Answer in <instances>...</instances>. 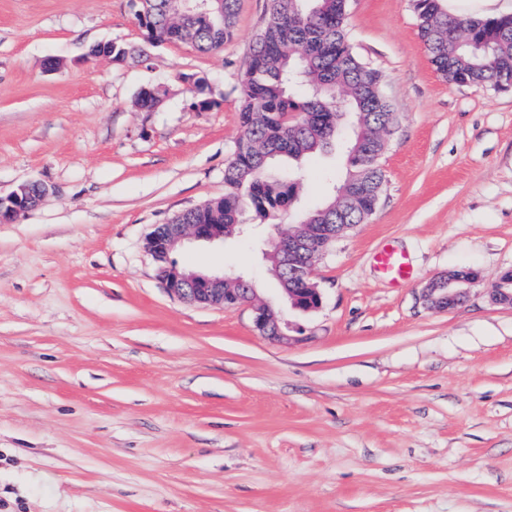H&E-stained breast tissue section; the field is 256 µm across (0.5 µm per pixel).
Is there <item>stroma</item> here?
Masks as SVG:
<instances>
[{
	"instance_id": "stroma-1",
	"label": "stroma",
	"mask_w": 512,
	"mask_h": 512,
	"mask_svg": "<svg viewBox=\"0 0 512 512\" xmlns=\"http://www.w3.org/2000/svg\"><path fill=\"white\" fill-rule=\"evenodd\" d=\"M266 14L240 0L205 54L148 44L129 0H0V192L48 188L0 224V512H512V308L490 297L512 269V89L441 78L412 0L348 2L401 122L376 211L313 267L320 307L288 314L294 343L156 273V225L224 194ZM108 42L136 53L91 55ZM288 221L173 258L272 302L263 254ZM389 246L410 282L377 269ZM455 269L477 275L467 299L429 308Z\"/></svg>"
}]
</instances>
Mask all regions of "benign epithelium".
I'll return each instance as SVG.
<instances>
[{"instance_id": "obj_1", "label": "benign epithelium", "mask_w": 512, "mask_h": 512, "mask_svg": "<svg viewBox=\"0 0 512 512\" xmlns=\"http://www.w3.org/2000/svg\"><path fill=\"white\" fill-rule=\"evenodd\" d=\"M45 190L32 192V185L21 184L6 195L0 194V224H10L21 213L38 205ZM351 229L349 224H319L308 234H290L275 240L271 254L280 266L296 280L298 287L284 288L282 292L292 308L303 312L320 307L322 296L311 281L313 262ZM218 244L224 242L222 224H166L151 233L148 251L158 265V276L169 293L178 299L202 305L236 308L252 302L256 289L240 274L223 272L205 274L185 271L172 263L171 254L186 242ZM476 279L471 271H450L435 277L422 289L424 301L434 310H448L460 304L467 296L469 285ZM240 284L226 288L224 283ZM497 304L512 307V277H503L492 289ZM254 327L262 335L282 344H290L289 323L281 310L267 303L256 309Z\"/></svg>"}]
</instances>
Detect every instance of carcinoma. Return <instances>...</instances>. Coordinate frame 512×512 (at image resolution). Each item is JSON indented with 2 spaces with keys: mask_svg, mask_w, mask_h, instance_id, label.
Wrapping results in <instances>:
<instances>
[{
  "mask_svg": "<svg viewBox=\"0 0 512 512\" xmlns=\"http://www.w3.org/2000/svg\"><path fill=\"white\" fill-rule=\"evenodd\" d=\"M418 35L434 70L459 86L497 87L512 79V15L448 13L443 0H413ZM147 42H180L207 53L235 35L239 0H210L191 16L182 0H133ZM345 0H269L239 84L242 135L224 164V196L176 215L173 224H222L236 230L240 207L264 221L287 213L307 160L345 140L346 173L322 204L296 216L298 224H360L376 209L385 186L382 167L368 168L364 142L383 150L399 113L384 95L379 72L362 62L346 38Z\"/></svg>",
  "mask_w": 512,
  "mask_h": 512,
  "instance_id": "1",
  "label": "carcinoma"
}]
</instances>
